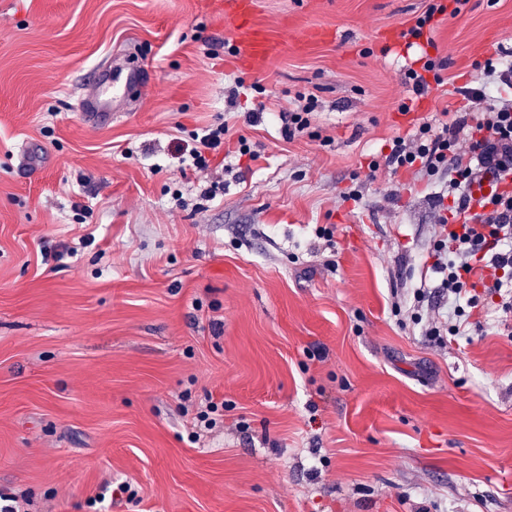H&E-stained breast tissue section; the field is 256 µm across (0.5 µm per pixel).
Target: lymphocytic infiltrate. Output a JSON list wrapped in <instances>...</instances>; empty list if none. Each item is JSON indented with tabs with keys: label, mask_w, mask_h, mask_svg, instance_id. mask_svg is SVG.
<instances>
[{
	"label": "lymphocytic infiltrate",
	"mask_w": 512,
	"mask_h": 512,
	"mask_svg": "<svg viewBox=\"0 0 512 512\" xmlns=\"http://www.w3.org/2000/svg\"><path fill=\"white\" fill-rule=\"evenodd\" d=\"M480 70V82L457 87L461 107L394 137L384 163H372L368 175L373 181L379 170H405L448 181L430 271L402 301L407 318L442 346L469 335L474 315L488 305L512 314V101L487 96L498 86L511 90L512 71L490 59ZM228 131L221 123L194 135L183 164L208 171Z\"/></svg>",
	"instance_id": "lymphocytic-infiltrate-1"
}]
</instances>
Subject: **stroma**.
Listing matches in <instances>:
<instances>
[{
  "instance_id": "obj_1",
  "label": "stroma",
  "mask_w": 512,
  "mask_h": 512,
  "mask_svg": "<svg viewBox=\"0 0 512 512\" xmlns=\"http://www.w3.org/2000/svg\"><path fill=\"white\" fill-rule=\"evenodd\" d=\"M252 3L238 29L217 0H0V492L30 512H512V316L445 348L400 324L444 184L367 179L512 46V0L438 20L448 68L418 99L400 32L429 0ZM253 32L278 53L251 67ZM117 65L145 77L93 123L81 102ZM223 122L213 169L182 165ZM210 397L218 426L190 443ZM122 481L132 501L96 502ZM313 109V105L307 103L296 111L283 112L280 114V119L283 124L282 132L287 139L291 140L297 133H301L310 127V117Z\"/></svg>"
}]
</instances>
